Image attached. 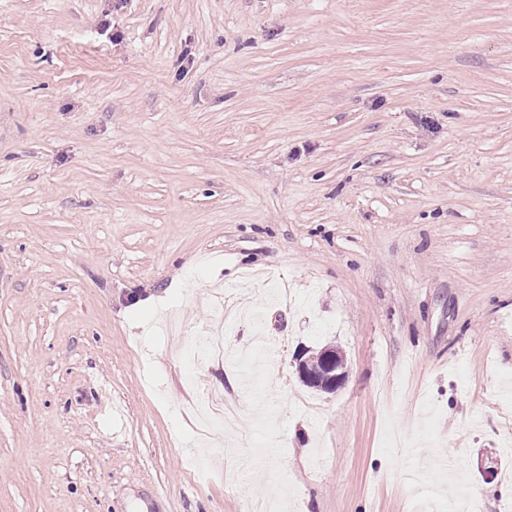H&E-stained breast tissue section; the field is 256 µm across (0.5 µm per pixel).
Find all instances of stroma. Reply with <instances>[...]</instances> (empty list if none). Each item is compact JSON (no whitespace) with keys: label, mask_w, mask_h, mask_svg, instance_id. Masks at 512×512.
<instances>
[{"label":"stroma","mask_w":512,"mask_h":512,"mask_svg":"<svg viewBox=\"0 0 512 512\" xmlns=\"http://www.w3.org/2000/svg\"><path fill=\"white\" fill-rule=\"evenodd\" d=\"M459 487L512 504V0H0V512ZM343 362L336 357L335 360H328L325 362L323 366V371L317 375L310 374L308 370L305 368L303 363L301 361H298L296 366V371L299 376V378H308V377H316V378H322L323 380H326L329 384H331L333 387L336 386V390L340 388L346 378V371L343 369Z\"/></svg>","instance_id":"stroma-1"}]
</instances>
